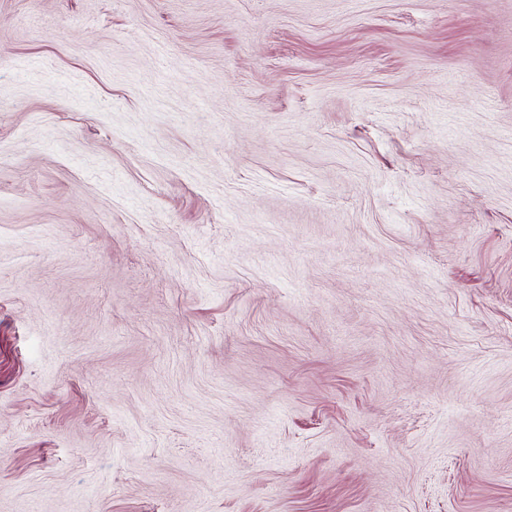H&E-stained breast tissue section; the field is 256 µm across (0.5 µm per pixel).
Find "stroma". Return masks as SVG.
I'll return each instance as SVG.
<instances>
[{"label":"stroma","mask_w":512,"mask_h":512,"mask_svg":"<svg viewBox=\"0 0 512 512\" xmlns=\"http://www.w3.org/2000/svg\"><path fill=\"white\" fill-rule=\"evenodd\" d=\"M0 512H512V0H0Z\"/></svg>","instance_id":"35a3bbf8"}]
</instances>
